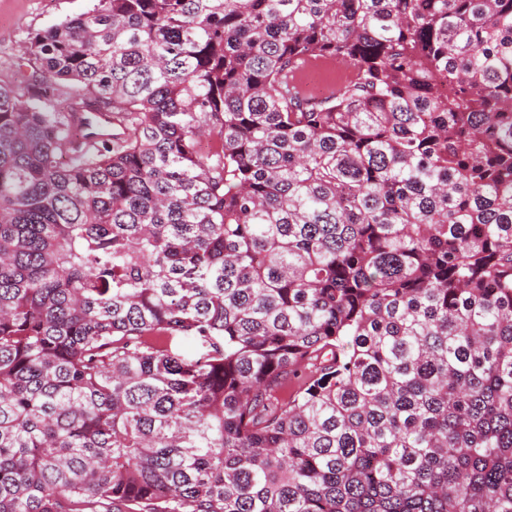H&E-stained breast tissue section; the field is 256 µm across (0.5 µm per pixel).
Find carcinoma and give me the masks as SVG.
<instances>
[{
  "instance_id": "cac0c4a2",
  "label": "carcinoma",
  "mask_w": 512,
  "mask_h": 512,
  "mask_svg": "<svg viewBox=\"0 0 512 512\" xmlns=\"http://www.w3.org/2000/svg\"><path fill=\"white\" fill-rule=\"evenodd\" d=\"M24 55L0 512H512V0H95Z\"/></svg>"
}]
</instances>
